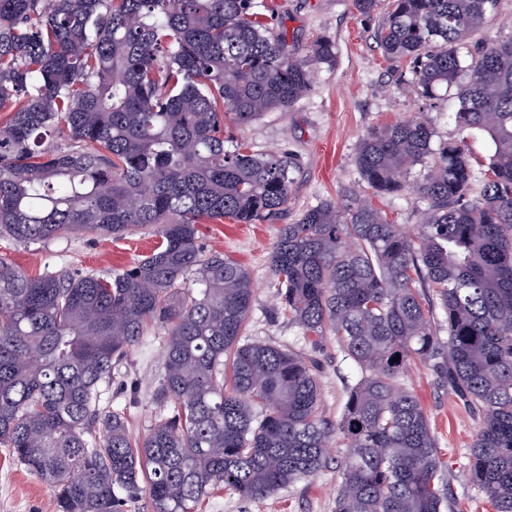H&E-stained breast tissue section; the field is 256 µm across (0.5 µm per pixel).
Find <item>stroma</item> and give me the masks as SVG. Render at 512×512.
Segmentation results:
<instances>
[{
	"label": "stroma",
	"mask_w": 512,
	"mask_h": 512,
	"mask_svg": "<svg viewBox=\"0 0 512 512\" xmlns=\"http://www.w3.org/2000/svg\"><path fill=\"white\" fill-rule=\"evenodd\" d=\"M270 27L282 34L294 56L308 58L313 43L321 38L336 45L333 62L317 65L310 89L288 111H273L247 126H228L230 141L245 142L258 153L287 156L292 183L288 205L281 217L295 223L307 208L325 200L346 201L353 196L372 197L353 158L360 138L370 129L420 116L434 130V143L458 139L454 120L457 101L446 95L434 104L422 101L412 83L406 61L387 59L377 41L384 13L360 14L354 0H254ZM512 39V0H496L481 28L468 41L477 54L489 41ZM390 222L417 232L423 222L425 202L416 194L372 197ZM278 226L264 222L239 224L231 219L199 225L198 236L206 251L218 252L244 265L255 294L248 340L272 342L319 363L321 408L329 422L342 415L347 401L346 382L356 373L335 337L322 341L312 352L306 338L277 311L269 286V253ZM152 230L140 229L115 239L77 233L48 243L23 245L0 237V257L27 274H103L132 265L155 247ZM165 332L152 327L147 336L112 370L103 388V402L125 411L131 430L144 436L160 411L154 393L163 372ZM406 385L419 398L436 437L440 454L450 465L447 474L451 494L468 512H490L485 492L468 479L470 448L479 429L478 419L444 386L428 365L411 368ZM345 453L333 440L330 460L315 477L279 490L265 499L247 501L228 490L214 492L198 512H335L336 462ZM0 512H53L50 491L36 476L18 464L8 449L0 447Z\"/></svg>",
	"instance_id": "obj_1"
}]
</instances>
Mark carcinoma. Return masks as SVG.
<instances>
[{"label":"carcinoma","instance_id":"carcinoma-1","mask_svg":"<svg viewBox=\"0 0 512 512\" xmlns=\"http://www.w3.org/2000/svg\"><path fill=\"white\" fill-rule=\"evenodd\" d=\"M383 1L384 55L412 60L425 100L455 91L463 137L435 147L414 116L359 140L354 163L373 195L426 203L417 233L357 198L279 229L278 307L312 347L336 336L358 370L333 428L314 360L242 341L250 274L206 252L197 225L280 218L288 162L225 147L226 121L287 111L334 43L289 54L253 0H0V236L159 237L101 275L31 278L0 258V445L46 483L55 512H125L143 493L152 512H196L219 489L264 499L321 471L335 436L348 448L335 512H444L449 465L404 383L417 362L479 418L472 480L494 512H512V39L468 62L495 0L355 5L370 15ZM474 131L494 146L477 195ZM426 160L427 176L408 183ZM153 325L166 335L163 414L140 440L101 387Z\"/></svg>","mask_w":512,"mask_h":512}]
</instances>
